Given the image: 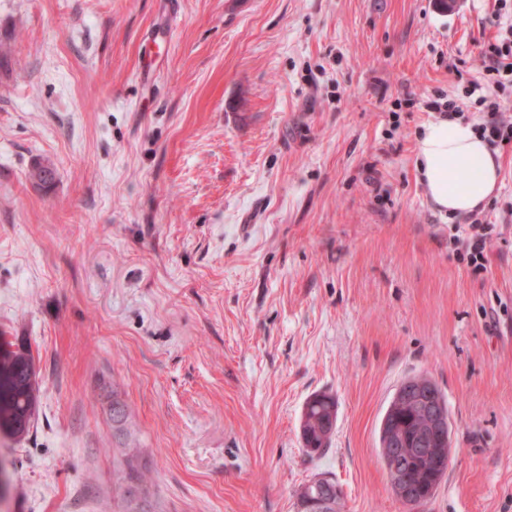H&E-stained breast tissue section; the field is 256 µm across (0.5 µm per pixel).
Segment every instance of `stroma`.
<instances>
[{"label":"stroma","instance_id":"1","mask_svg":"<svg viewBox=\"0 0 512 512\" xmlns=\"http://www.w3.org/2000/svg\"><path fill=\"white\" fill-rule=\"evenodd\" d=\"M498 7L0 0V338L40 389L0 512H121L116 391L159 512H297L319 475L344 512H410L378 429L422 374L454 446L424 512H512V223L473 274L416 168L430 101L477 122ZM335 425V398L325 393L312 396L304 406L300 425L306 452L314 455L327 448Z\"/></svg>","mask_w":512,"mask_h":512}]
</instances>
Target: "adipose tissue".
Returning a JSON list of instances; mask_svg holds the SVG:
<instances>
[{
    "label": "adipose tissue",
    "instance_id": "1",
    "mask_svg": "<svg viewBox=\"0 0 512 512\" xmlns=\"http://www.w3.org/2000/svg\"><path fill=\"white\" fill-rule=\"evenodd\" d=\"M417 169L434 209L461 218L493 196L500 166L496 150L481 139L472 123L441 117L423 129Z\"/></svg>",
    "mask_w": 512,
    "mask_h": 512
}]
</instances>
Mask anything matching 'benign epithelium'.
I'll list each match as a JSON object with an SVG mask.
<instances>
[{
    "mask_svg": "<svg viewBox=\"0 0 512 512\" xmlns=\"http://www.w3.org/2000/svg\"><path fill=\"white\" fill-rule=\"evenodd\" d=\"M399 396L422 411L426 429L414 440L415 447H403L404 438L388 420L381 424L383 454L390 484L395 495L416 509L428 499L440 477L447 471L452 455V438L446 408L440 393L428 379H415L401 387ZM419 458L430 475V484L418 486L409 478L410 462Z\"/></svg>",
    "mask_w": 512,
    "mask_h": 512,
    "instance_id": "1",
    "label": "benign epithelium"
}]
</instances>
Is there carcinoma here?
Here are the masks:
<instances>
[{
    "label": "carcinoma",
    "mask_w": 512,
    "mask_h": 512,
    "mask_svg": "<svg viewBox=\"0 0 512 512\" xmlns=\"http://www.w3.org/2000/svg\"><path fill=\"white\" fill-rule=\"evenodd\" d=\"M39 187H49L55 179V168L49 162H36L29 172ZM39 406L35 360L31 351L20 346L0 354V431L22 440L33 427ZM387 413L395 416L404 432L423 430L424 416L411 411L398 398H393ZM336 425V400L330 394H316L305 404L301 418V437L306 452L314 455L328 447ZM112 427L121 435L129 433L126 403L112 391ZM122 469L115 473L113 487L124 503L123 512H155L154 492L144 473L142 451L120 448ZM326 495L319 512H341V497L336 480L316 477L303 484L296 493L298 512H307L304 504L315 494Z\"/></svg>",
    "instance_id": "carcinoma-1"
}]
</instances>
